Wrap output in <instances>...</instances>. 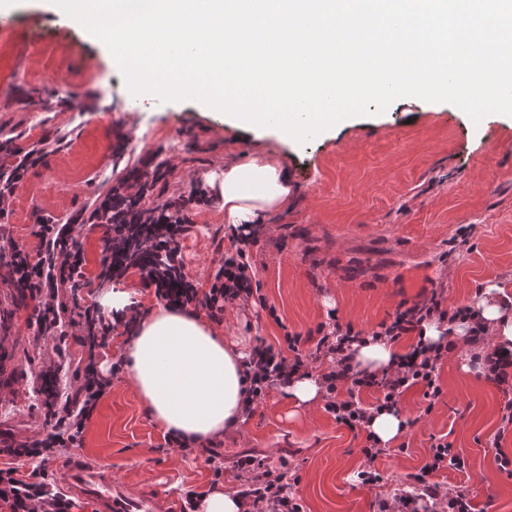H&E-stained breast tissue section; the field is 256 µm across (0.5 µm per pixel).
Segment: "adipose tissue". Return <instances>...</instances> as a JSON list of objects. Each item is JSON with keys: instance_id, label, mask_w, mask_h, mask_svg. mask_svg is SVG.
<instances>
[{"instance_id": "obj_1", "label": "adipose tissue", "mask_w": 512, "mask_h": 512, "mask_svg": "<svg viewBox=\"0 0 512 512\" xmlns=\"http://www.w3.org/2000/svg\"><path fill=\"white\" fill-rule=\"evenodd\" d=\"M291 175L272 157L254 155L224 167L216 196L224 221L260 224L288 204ZM500 287L487 286L469 305L496 344L512 349V316L501 308ZM244 337L224 340L213 325L190 310L157 308L126 340L131 382L150 416L165 431L205 441L241 422L247 385Z\"/></svg>"}]
</instances>
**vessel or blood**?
<instances>
[{
    "instance_id": "b4317fda",
    "label": "vessel or blood",
    "mask_w": 512,
    "mask_h": 512,
    "mask_svg": "<svg viewBox=\"0 0 512 512\" xmlns=\"http://www.w3.org/2000/svg\"><path fill=\"white\" fill-rule=\"evenodd\" d=\"M57 483L65 494L92 502L97 512H160L155 489L130 490L113 478L108 463L99 460L65 459Z\"/></svg>"
}]
</instances>
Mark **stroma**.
I'll use <instances>...</instances> for the list:
<instances>
[{"label": "stroma", "mask_w": 512, "mask_h": 512, "mask_svg": "<svg viewBox=\"0 0 512 512\" xmlns=\"http://www.w3.org/2000/svg\"><path fill=\"white\" fill-rule=\"evenodd\" d=\"M8 19L0 28V130L19 135L24 147L43 143L46 152L19 183L4 219L30 254L39 250L34 224L64 223L119 179L160 164L165 179L145 206L195 188L209 196L190 211L181 242L186 273L205 279L230 245L208 177L264 151L292 176L287 207L265 219L257 244L247 248L267 305L227 311L224 335L275 345L287 331L316 333L331 310L341 324L369 333L399 305L422 301L435 288L457 306L488 284L512 296V117L492 113L476 123L454 104L410 97L302 144L271 133L242 136L201 102L133 95L108 48L81 26L38 9ZM16 86L35 90L48 110L24 109L10 95ZM270 305L276 316L268 315ZM30 314L0 269V432L19 437L43 429L35 390L57 343L32 335ZM469 361L465 346L449 354L434 407L419 388L405 393L401 447L376 463L382 486L357 482L361 434L322 406L294 411L278 389L224 434V451L254 450L274 462L283 450H296L300 480L293 491L305 512H371L375 497L418 472L433 438L444 436L468 468L442 474V481L468 486L478 501H491V512H512V475L496 460L498 450L512 452V435L498 434L504 395ZM164 435L123 378L99 403L75 454L111 464L131 489L155 486L165 500L208 489L202 461L161 452Z\"/></svg>", "instance_id": "obj_1"}]
</instances>
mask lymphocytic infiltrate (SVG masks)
<instances>
[{
  "mask_svg": "<svg viewBox=\"0 0 512 512\" xmlns=\"http://www.w3.org/2000/svg\"><path fill=\"white\" fill-rule=\"evenodd\" d=\"M196 199L192 193L164 202L156 206L153 217L138 223L115 221L105 225L98 278L117 283L130 270H137L143 287L153 290L166 307H199L220 324L227 307L245 304L255 295L245 247L257 243L258 231L233 229L232 246L225 250L213 274L203 281L188 276L179 249L187 226L171 219L170 213L185 210ZM84 227L79 216L70 217L65 224L33 225L31 234L42 247L35 258L17 240L6 238L0 231V258L6 261L9 279L21 286L32 304L28 328L41 336L53 332L60 339H73L79 348L66 390L56 389L54 372L42 375L38 393L42 398L43 434L25 440L0 434V512H73L76 503L58 490L53 466L62 459L64 449L82 446L87 422L123 370V361L112 362L106 371L101 370L99 362L117 326L132 328L141 315L136 303L113 313L97 303H80V292L88 282L83 273L85 257L76 235ZM430 320L465 324L464 344L472 362L507 395L500 408L499 431L512 432V351L506 353L493 345L485 323L475 319L469 307L445 306L442 293L435 291L429 299L396 310L393 320L380 324L370 337L396 343L421 333L422 323ZM317 332L319 337L310 351L298 332H286L277 346L257 341L245 361L248 385L244 417H251L272 389L287 388L301 372H317L325 411L353 431H364L374 413L397 408L401 396L412 387L422 386L423 397L430 402L441 396L439 370L455 348L453 341L416 342L389 369L376 375L354 370L351 365L350 346L361 341V334L336 321L320 324ZM365 391L376 392L374 402H363L361 394ZM164 441L167 451L203 461L210 473V488L222 485L225 469H232L244 512H304L290 490L297 474L289 455L280 456L273 464L266 456L247 450L228 462L221 442L213 439L197 443L169 433ZM21 460L29 462L28 470H19L17 463ZM466 468L465 457L450 443L436 441L420 472L408 475L406 489L377 497L372 512H417V502L424 500L431 503L432 512H487L466 486H452L437 479L442 471L462 473Z\"/></svg>",
  "mask_w": 512,
  "mask_h": 512,
  "instance_id": "lymphocytic-infiltrate-1",
  "label": "lymphocytic infiltrate"
}]
</instances>
